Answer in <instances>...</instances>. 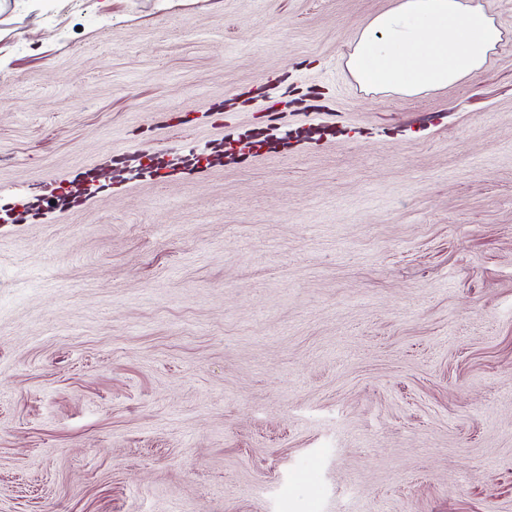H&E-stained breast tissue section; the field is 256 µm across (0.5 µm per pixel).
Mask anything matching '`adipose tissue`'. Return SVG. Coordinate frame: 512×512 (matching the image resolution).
I'll use <instances>...</instances> for the list:
<instances>
[{"mask_svg":"<svg viewBox=\"0 0 512 512\" xmlns=\"http://www.w3.org/2000/svg\"><path fill=\"white\" fill-rule=\"evenodd\" d=\"M502 40L477 0H397L358 32L347 66L367 89L411 97L476 79Z\"/></svg>","mask_w":512,"mask_h":512,"instance_id":"adipose-tissue-1","label":"adipose tissue"}]
</instances>
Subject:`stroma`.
<instances>
[{"label":"stroma","mask_w":512,"mask_h":512,"mask_svg":"<svg viewBox=\"0 0 512 512\" xmlns=\"http://www.w3.org/2000/svg\"><path fill=\"white\" fill-rule=\"evenodd\" d=\"M481 2L482 76L413 98L345 68L395 0L0 12V512H512Z\"/></svg>","instance_id":"stroma-1"}]
</instances>
